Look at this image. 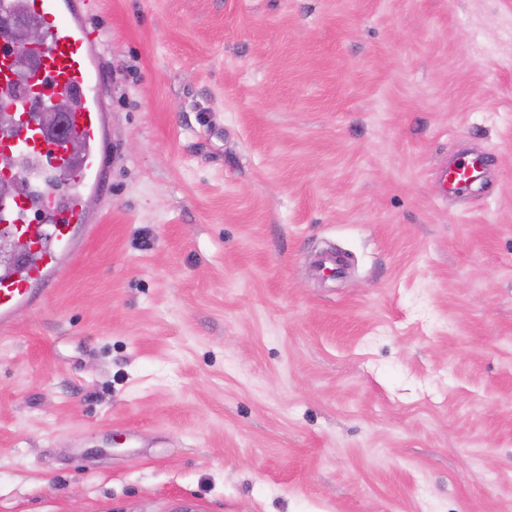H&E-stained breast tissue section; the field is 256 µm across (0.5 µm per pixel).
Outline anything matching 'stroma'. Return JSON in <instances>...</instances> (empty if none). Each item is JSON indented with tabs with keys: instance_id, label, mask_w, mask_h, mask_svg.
I'll use <instances>...</instances> for the list:
<instances>
[{
	"instance_id": "1",
	"label": "stroma",
	"mask_w": 512,
	"mask_h": 512,
	"mask_svg": "<svg viewBox=\"0 0 512 512\" xmlns=\"http://www.w3.org/2000/svg\"><path fill=\"white\" fill-rule=\"evenodd\" d=\"M92 21L106 184L0 334V512H512V0ZM485 170V162L478 156L447 165L441 176L451 191L464 193L470 191L481 180Z\"/></svg>"
}]
</instances>
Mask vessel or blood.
I'll list each match as a JSON object with an SVG mask.
<instances>
[{
    "mask_svg": "<svg viewBox=\"0 0 512 512\" xmlns=\"http://www.w3.org/2000/svg\"><path fill=\"white\" fill-rule=\"evenodd\" d=\"M21 7L46 21L40 51V70L27 84V95L16 92L19 79L10 68L9 52L0 50V103L10 105L20 123L14 140H0V164L18 150L46 161L55 173L68 174L72 190L60 197L57 182L43 180L38 188L47 223L29 220L26 196L0 204V236L13 239L19 254L16 269L0 275V331L8 332L24 311L46 300L65 269L77 256L81 238L89 236L84 209L86 195L99 189L104 172L103 142L107 135L104 105L98 95L103 70L97 45L102 30L89 25L77 0H0V10ZM57 98L73 101L69 124L83 145L72 155L68 143L50 141L28 116L31 100ZM485 173V162L475 157L448 165L442 178L451 191H470Z\"/></svg>",
    "mask_w": 512,
    "mask_h": 512,
    "instance_id": "1",
    "label": "vessel or blood"
}]
</instances>
